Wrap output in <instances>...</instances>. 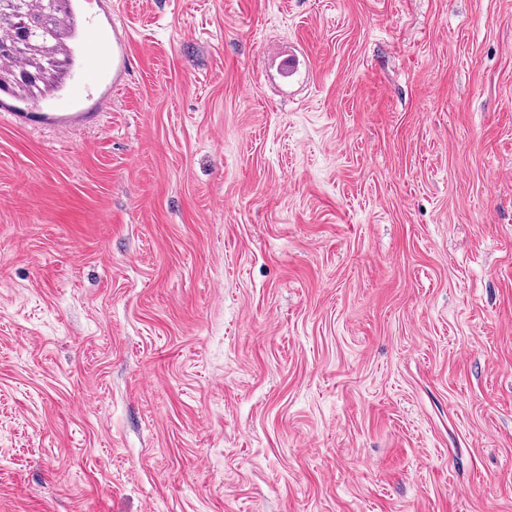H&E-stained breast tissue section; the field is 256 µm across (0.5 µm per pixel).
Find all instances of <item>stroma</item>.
Returning <instances> with one entry per match:
<instances>
[{
  "label": "stroma",
  "instance_id": "1",
  "mask_svg": "<svg viewBox=\"0 0 512 512\" xmlns=\"http://www.w3.org/2000/svg\"><path fill=\"white\" fill-rule=\"evenodd\" d=\"M112 19L0 116V512H512V0ZM81 5L83 14L80 37L83 47V68L80 77L87 86L95 84L99 75L112 71V81L119 83L125 75L130 56V38L112 22V8L109 1H97L98 11H91L92 1ZM107 45L112 51L106 57L102 48ZM6 114L30 125H47L58 131H68L77 127L83 117V113L80 112H6Z\"/></svg>",
  "mask_w": 512,
  "mask_h": 512
}]
</instances>
